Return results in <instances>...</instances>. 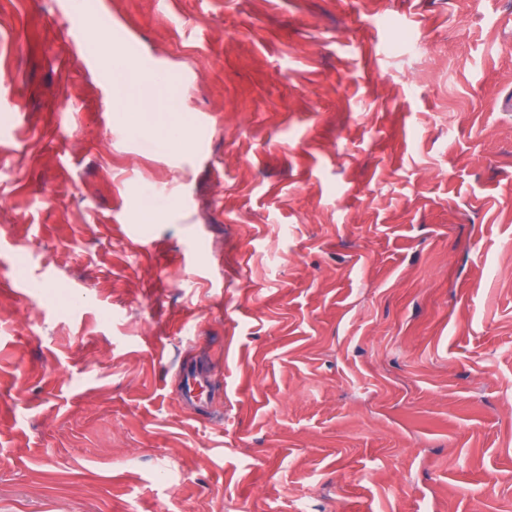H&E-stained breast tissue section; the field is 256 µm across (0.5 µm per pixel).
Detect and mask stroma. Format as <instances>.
<instances>
[{"label":"stroma","instance_id":"stroma-1","mask_svg":"<svg viewBox=\"0 0 512 512\" xmlns=\"http://www.w3.org/2000/svg\"><path fill=\"white\" fill-rule=\"evenodd\" d=\"M1 71L0 512H512V0H0Z\"/></svg>","mask_w":512,"mask_h":512}]
</instances>
